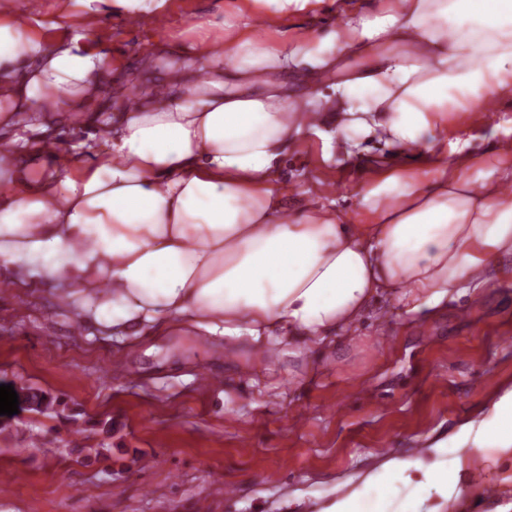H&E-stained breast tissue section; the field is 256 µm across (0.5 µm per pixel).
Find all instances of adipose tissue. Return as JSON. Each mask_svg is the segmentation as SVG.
<instances>
[{
	"label": "adipose tissue",
	"instance_id": "adipose-tissue-1",
	"mask_svg": "<svg viewBox=\"0 0 512 512\" xmlns=\"http://www.w3.org/2000/svg\"><path fill=\"white\" fill-rule=\"evenodd\" d=\"M239 20L215 27L147 95L107 111L101 83L112 55L94 17L81 34L66 11L43 15L0 0V269L36 262L63 278L104 328L156 326L289 341L305 357L352 334L382 299L416 316L448 295L480 289L512 259V148L480 181L475 135H510L494 116L512 96V0H375L364 16L313 40H258L324 0H242ZM361 57V72L343 60ZM235 69L225 73L226 61ZM321 79L324 92H302ZM65 95L52 99L48 90ZM86 124L71 150L33 132ZM346 155L368 152L370 174L340 213L325 201L291 222L278 178L307 135ZM391 147L394 157L380 156ZM461 443L512 453V388ZM392 460L419 493L460 495L440 461Z\"/></svg>",
	"mask_w": 512,
	"mask_h": 512
}]
</instances>
